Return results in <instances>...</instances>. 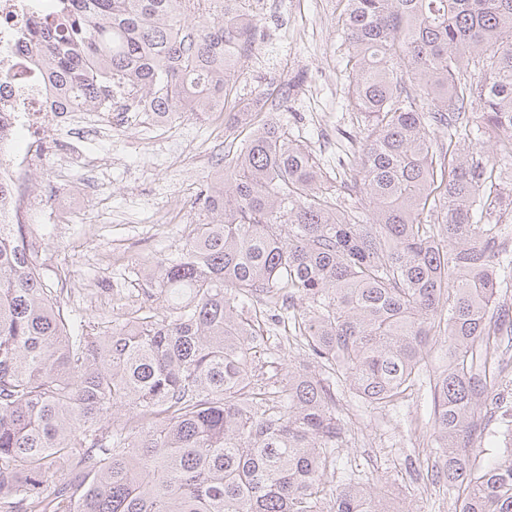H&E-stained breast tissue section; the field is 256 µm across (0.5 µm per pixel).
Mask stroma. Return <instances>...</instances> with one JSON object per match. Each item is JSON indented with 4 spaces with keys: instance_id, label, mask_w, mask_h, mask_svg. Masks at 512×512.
<instances>
[{
    "instance_id": "1",
    "label": "stroma",
    "mask_w": 512,
    "mask_h": 512,
    "mask_svg": "<svg viewBox=\"0 0 512 512\" xmlns=\"http://www.w3.org/2000/svg\"><path fill=\"white\" fill-rule=\"evenodd\" d=\"M260 37L240 62L236 90L242 100L268 96L282 83L293 87L287 109L275 117L291 136L320 158L330 182L352 174L363 127L349 106V43L339 20L340 0H250ZM63 152L83 161L96 179V221L75 215L65 223L48 213L55 161L32 177L39 199L32 206L41 227L39 259L52 277L84 289L71 301L79 318L106 325L121 320L133 302L166 314L168 302L148 275L150 257L177 256L197 222L188 195L224 164L230 140L209 115L186 114L158 130L152 122L112 114L108 129L77 125L59 139ZM264 375L303 368L308 359L286 337L270 339L260 356ZM342 434L336 445L334 484L352 478L384 496L395 512H454L455 493L436 477L431 441L433 403L421 380L399 406L373 409L344 381L333 387ZM484 433L477 461H499L512 443V374L499 380L482 407Z\"/></svg>"
}]
</instances>
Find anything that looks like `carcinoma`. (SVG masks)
Wrapping results in <instances>:
<instances>
[{
  "mask_svg": "<svg viewBox=\"0 0 512 512\" xmlns=\"http://www.w3.org/2000/svg\"><path fill=\"white\" fill-rule=\"evenodd\" d=\"M246 0H56L28 23L19 75L61 111L148 118L226 101L254 42ZM352 108L364 137L339 207L312 151L267 117L202 185L194 233L162 259L161 317L93 333L64 307L27 225L0 224V512H389L328 487L341 433L328 377L368 406L411 395L435 336L436 476L456 512H512V457L482 468L477 410L505 374L497 224L512 182V0H344ZM448 140L438 138L439 131ZM248 299L292 311L320 372L256 374ZM305 304L295 309V301Z\"/></svg>",
  "mask_w": 512,
  "mask_h": 512,
  "instance_id": "obj_1",
  "label": "carcinoma"
}]
</instances>
